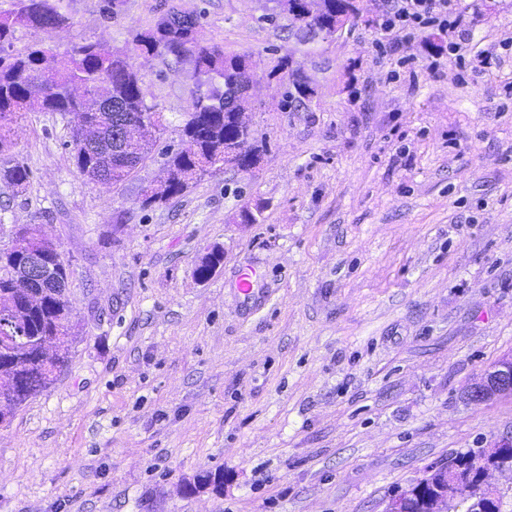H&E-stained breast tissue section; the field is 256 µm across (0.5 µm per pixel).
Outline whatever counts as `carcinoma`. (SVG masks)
I'll return each instance as SVG.
<instances>
[{"label": "carcinoma", "instance_id": "carcinoma-1", "mask_svg": "<svg viewBox=\"0 0 512 512\" xmlns=\"http://www.w3.org/2000/svg\"><path fill=\"white\" fill-rule=\"evenodd\" d=\"M31 0H17L16 9L0 16V149L7 143L11 125L31 112H56L66 116L75 112L76 103L68 93V86L81 81L88 93L97 88L101 74L121 72L132 68L127 57L99 49L94 43L73 47L48 74L43 64L48 52L35 44L23 52L12 50L16 27H39L41 16L29 7ZM282 13L305 12L315 7L314 14L305 19L306 25L327 39L342 28L340 16L353 10L352 0H277ZM202 14L194 15L191 23L170 25L160 20L155 27L133 36L134 50L139 55H178V49L190 52L196 68L206 76L208 88L192 96L191 109L180 129L181 138H191L195 146L185 150H166L164 173L158 184L143 189L146 206L178 196L198 179L224 165V155L243 146L249 155L248 167L256 165L259 149L250 135H242L233 118L232 95L249 77L251 55L226 54L217 44L204 45L198 38ZM45 80L54 87L48 96L32 95L30 87L35 80ZM131 112H88L91 141L81 143L72 139L67 147L80 175L95 182L110 178L112 183H123L134 170L148 159L152 141H147L137 156L116 152L119 121L128 115L151 118L152 107L145 102V94L136 80L123 82L119 88ZM315 95L314 89L298 84L287 91V103L302 104ZM0 177L16 186H24L29 170L16 162L0 170ZM37 255L54 264L47 280L31 292L40 296L39 304L30 306L23 294L12 287L14 278L23 274L28 260ZM56 245L44 238L40 225L30 224L24 234L15 240L11 254L3 263L0 274V335L5 330L31 337L12 347L11 354L0 358V399L18 407L47 389L68 361L70 348L77 338L73 309L61 298V288L68 286V268L55 262ZM223 259L222 252L208 253L196 269L199 279H207ZM484 465L464 454L455 459V467L443 473L430 466L426 474L413 484V495L407 498L406 512H432L437 491L443 477L456 480L463 487L473 489L482 484Z\"/></svg>", "mask_w": 512, "mask_h": 512}]
</instances>
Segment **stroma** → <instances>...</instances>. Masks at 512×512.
Instances as JSON below:
<instances>
[{"instance_id":"35a3bbf8","label":"stroma","mask_w":512,"mask_h":512,"mask_svg":"<svg viewBox=\"0 0 512 512\" xmlns=\"http://www.w3.org/2000/svg\"><path fill=\"white\" fill-rule=\"evenodd\" d=\"M455 2L472 50L498 56L485 71L444 31L386 41L382 0L309 42L264 22L268 0H122L110 17L60 0L67 26L17 29L20 52L128 53L165 127L118 185L78 173L56 113L0 149L31 173L0 179V225H41L80 325L57 380L0 427V512H383L427 466L512 433V396H466L512 356V0ZM173 7L251 54L262 154L146 207L205 84L191 59L133 53ZM283 58L306 105L284 104Z\"/></svg>"}]
</instances>
